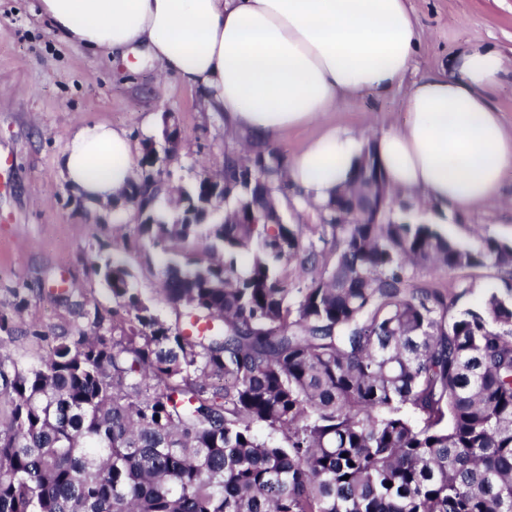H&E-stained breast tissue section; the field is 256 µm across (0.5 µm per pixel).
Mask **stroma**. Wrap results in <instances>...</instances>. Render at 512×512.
Returning a JSON list of instances; mask_svg holds the SVG:
<instances>
[{
  "label": "stroma",
  "mask_w": 512,
  "mask_h": 512,
  "mask_svg": "<svg viewBox=\"0 0 512 512\" xmlns=\"http://www.w3.org/2000/svg\"><path fill=\"white\" fill-rule=\"evenodd\" d=\"M425 37L404 82L391 91L339 101L330 123L364 142L401 124L413 82L426 72L447 70L452 58L473 45H490L512 58V0H410ZM106 124L151 139L161 158L152 169L169 195L156 198L155 214L173 221L179 210L170 194L219 170L241 141L224 131V116L200 109L199 95L179 80L159 79L146 66L114 74L109 59L55 38L42 19L39 0H0V312L12 314L0 331V355L40 364L49 337L86 328L81 307L108 311L112 293L93 266L121 259L134 285L167 323L176 313L162 299V267L140 235L134 208L120 197L91 204L65 182L59 157L73 133ZM502 196L508 207L449 216L402 199L392 219L434 225L468 248L492 237L512 245V177ZM421 282L438 284L458 298L457 308L479 307L486 296L512 286L495 267L419 269ZM69 301L60 303L58 289ZM27 307L14 316L18 297Z\"/></svg>",
  "instance_id": "35a3bbf8"
}]
</instances>
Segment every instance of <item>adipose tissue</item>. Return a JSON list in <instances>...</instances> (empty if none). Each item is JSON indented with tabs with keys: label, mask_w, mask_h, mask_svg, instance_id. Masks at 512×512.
I'll return each instance as SVG.
<instances>
[{
	"label": "adipose tissue",
	"mask_w": 512,
	"mask_h": 512,
	"mask_svg": "<svg viewBox=\"0 0 512 512\" xmlns=\"http://www.w3.org/2000/svg\"><path fill=\"white\" fill-rule=\"evenodd\" d=\"M40 14L60 40L118 67L155 64L199 91L203 110L249 143L318 126L288 161L299 207L326 203L364 152L326 116L341 99L400 86L422 40L408 0H40ZM510 80L512 62L490 46L416 79L404 123L375 141L390 192L446 214L500 202L512 131L493 99ZM138 150L125 130L83 127L62 154L64 178L92 202L123 196Z\"/></svg>",
	"instance_id": "obj_1"
}]
</instances>
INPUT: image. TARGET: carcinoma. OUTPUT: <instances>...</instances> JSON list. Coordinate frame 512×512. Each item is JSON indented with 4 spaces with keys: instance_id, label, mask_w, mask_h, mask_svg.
<instances>
[{
    "instance_id": "1",
    "label": "carcinoma",
    "mask_w": 512,
    "mask_h": 512,
    "mask_svg": "<svg viewBox=\"0 0 512 512\" xmlns=\"http://www.w3.org/2000/svg\"><path fill=\"white\" fill-rule=\"evenodd\" d=\"M375 163L320 224L273 205L276 149L180 188L177 224L149 213L151 175L132 185L159 252L201 241L160 288L185 323L109 259L110 315L84 311L90 332L39 366L0 357V512H512V288L456 311L414 283L429 266L512 277V245L463 247L388 201L350 216L340 196ZM218 200L235 205L203 223Z\"/></svg>"
}]
</instances>
